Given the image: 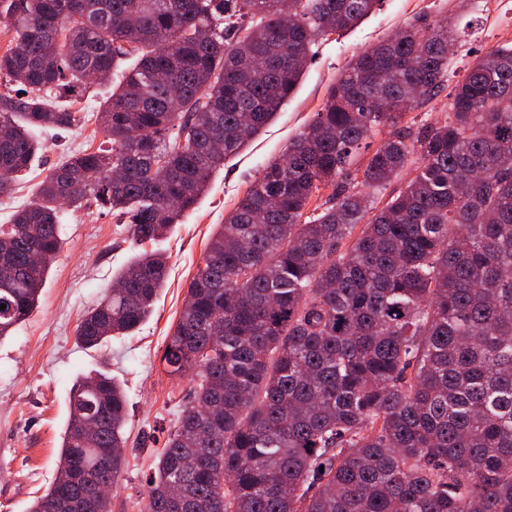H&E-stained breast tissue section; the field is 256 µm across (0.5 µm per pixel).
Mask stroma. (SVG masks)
I'll return each instance as SVG.
<instances>
[{
  "label": "stroma",
  "instance_id": "stroma-1",
  "mask_svg": "<svg viewBox=\"0 0 512 512\" xmlns=\"http://www.w3.org/2000/svg\"><path fill=\"white\" fill-rule=\"evenodd\" d=\"M448 20L455 47L448 82L457 84L473 60L512 41V0H381L354 31L319 39L303 77L280 112L223 169L156 249L169 257L168 277L150 317L133 333L96 348L75 339L83 315L94 308L117 273L136 255L126 225L93 206L60 216L62 247L48 272L36 309L0 340V512H27L58 475L70 390L84 376L103 372L122 386L128 403L126 470L112 496V512H139L164 445L185 403L189 379L162 367L165 340L176 325L188 286L220 224L270 160L284 153L323 105L328 87L365 47L387 38L417 15ZM42 152L15 189L0 195V225L31 201L36 185L63 158L97 149L104 136L95 121L37 133Z\"/></svg>",
  "mask_w": 512,
  "mask_h": 512
}]
</instances>
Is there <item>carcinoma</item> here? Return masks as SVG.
<instances>
[{"instance_id": "cac0c4a2", "label": "carcinoma", "mask_w": 512, "mask_h": 512, "mask_svg": "<svg viewBox=\"0 0 512 512\" xmlns=\"http://www.w3.org/2000/svg\"><path fill=\"white\" fill-rule=\"evenodd\" d=\"M379 2L0 0V81L18 87L0 93L1 195L39 154L34 130L86 120L89 75L112 84L108 146L68 155L0 225V338L38 303L61 200L111 210L135 245L162 237L280 111L315 42ZM450 30L417 17L353 56L211 238L161 358L193 399L140 512H512V44L420 126L407 114L445 87ZM167 274L137 254L76 341L134 331ZM127 422L114 378L76 382L59 467L78 474L28 512H112L85 490L120 485Z\"/></svg>"}]
</instances>
